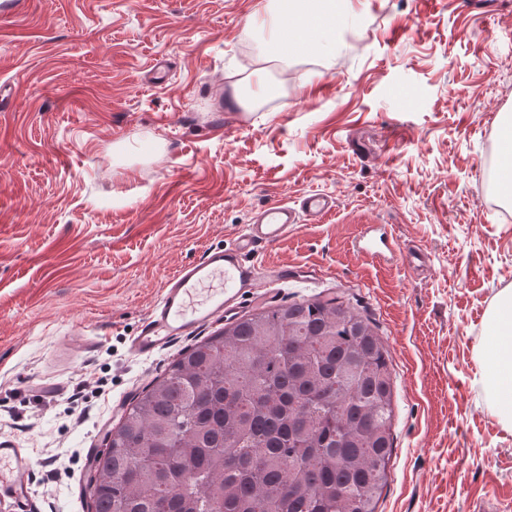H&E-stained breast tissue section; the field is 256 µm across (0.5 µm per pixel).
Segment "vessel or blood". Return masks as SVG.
<instances>
[{
	"label": "vessel or blood",
	"mask_w": 512,
	"mask_h": 512,
	"mask_svg": "<svg viewBox=\"0 0 512 512\" xmlns=\"http://www.w3.org/2000/svg\"><path fill=\"white\" fill-rule=\"evenodd\" d=\"M333 208L328 195L311 192L297 206L273 202L259 211L252 224L228 246L208 250L199 260L180 266L166 283L151 314L131 341L133 355L150 357L175 338L190 334L207 321L235 310L247 292L260 286L273 287L286 277L287 269L264 277L254 258L278 245L294 231L300 215L319 219ZM355 248L376 262H396L413 267L425 261L424 249L403 250L387 230L363 227ZM32 458L12 442L0 441V496L11 499L16 512H27L32 496L25 477L33 468Z\"/></svg>",
	"instance_id": "1"
}]
</instances>
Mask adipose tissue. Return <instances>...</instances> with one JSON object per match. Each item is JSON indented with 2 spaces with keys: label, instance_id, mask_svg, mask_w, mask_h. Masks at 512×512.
<instances>
[{
  "label": "adipose tissue",
  "instance_id": "adipose-tissue-1",
  "mask_svg": "<svg viewBox=\"0 0 512 512\" xmlns=\"http://www.w3.org/2000/svg\"><path fill=\"white\" fill-rule=\"evenodd\" d=\"M335 0H273L268 15L277 56L312 55L336 48ZM491 333L480 344L486 370L477 380L502 425L512 429V290L489 312Z\"/></svg>",
  "mask_w": 512,
  "mask_h": 512
}]
</instances>
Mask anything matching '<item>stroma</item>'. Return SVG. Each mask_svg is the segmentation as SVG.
I'll list each match as a JSON object with an SVG mask.
<instances>
[{
    "label": "stroma",
    "instance_id": "obj_1",
    "mask_svg": "<svg viewBox=\"0 0 512 512\" xmlns=\"http://www.w3.org/2000/svg\"><path fill=\"white\" fill-rule=\"evenodd\" d=\"M260 0H25L0 14V440L33 458L40 512H91L87 448L217 318L150 358L129 345L166 280L268 203L318 191L269 268L272 303L340 295L389 356L394 448L377 512H512V431L475 385L512 289V213L485 167L512 163V0H352L336 54L262 67ZM167 81L146 85L154 59ZM425 248L427 272L375 265L362 225Z\"/></svg>",
    "mask_w": 512,
    "mask_h": 512
}]
</instances>
